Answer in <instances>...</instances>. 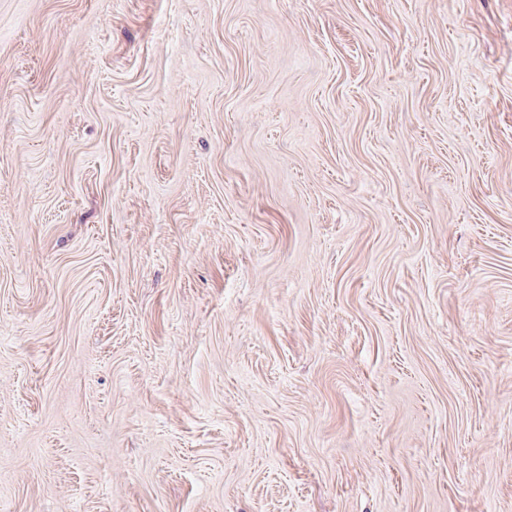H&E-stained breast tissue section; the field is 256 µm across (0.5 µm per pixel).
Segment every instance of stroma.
Here are the masks:
<instances>
[{"instance_id": "1", "label": "stroma", "mask_w": 512, "mask_h": 512, "mask_svg": "<svg viewBox=\"0 0 512 512\" xmlns=\"http://www.w3.org/2000/svg\"><path fill=\"white\" fill-rule=\"evenodd\" d=\"M0 512H512V0H0Z\"/></svg>"}]
</instances>
